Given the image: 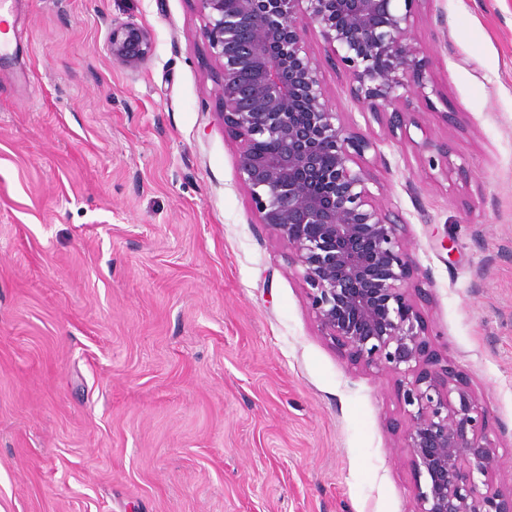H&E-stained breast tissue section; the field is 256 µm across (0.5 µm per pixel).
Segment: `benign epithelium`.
<instances>
[{
  "label": "benign epithelium",
  "mask_w": 512,
  "mask_h": 512,
  "mask_svg": "<svg viewBox=\"0 0 512 512\" xmlns=\"http://www.w3.org/2000/svg\"><path fill=\"white\" fill-rule=\"evenodd\" d=\"M203 36L222 66L224 128L259 223L288 244L322 336L347 359L403 377L405 447L416 474L409 512H512L492 484L500 464L485 411L427 350L403 226L372 200L359 164L374 148L329 109L307 54L319 29L363 109L387 112L399 89L426 96L412 43L415 0H197ZM151 32L112 21L108 50L135 69ZM262 143L274 150L259 149Z\"/></svg>",
  "instance_id": "7a95c632"
}]
</instances>
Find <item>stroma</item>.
<instances>
[{
	"label": "stroma",
	"mask_w": 512,
	"mask_h": 512,
	"mask_svg": "<svg viewBox=\"0 0 512 512\" xmlns=\"http://www.w3.org/2000/svg\"><path fill=\"white\" fill-rule=\"evenodd\" d=\"M432 99L389 133L304 31L328 105L371 137L433 352L512 488V0H415ZM0 51V512H407L398 375L320 333L259 224L197 0H14ZM148 28L130 69L112 19ZM447 146L452 170L427 142Z\"/></svg>",
	"instance_id": "35a3bbf8"
}]
</instances>
